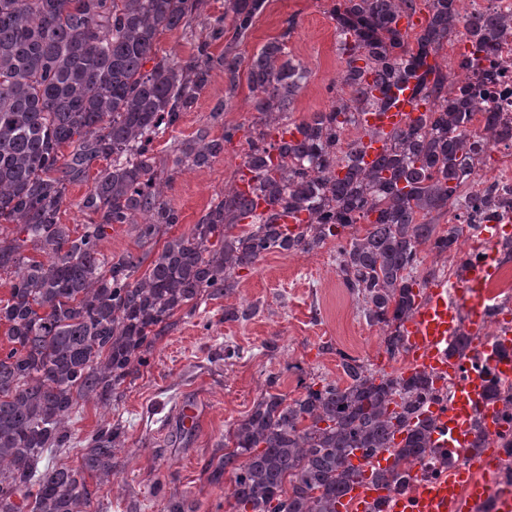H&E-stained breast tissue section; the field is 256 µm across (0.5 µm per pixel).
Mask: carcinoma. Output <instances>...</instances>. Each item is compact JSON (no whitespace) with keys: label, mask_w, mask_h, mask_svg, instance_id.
Instances as JSON below:
<instances>
[{"label":"carcinoma","mask_w":512,"mask_h":512,"mask_svg":"<svg viewBox=\"0 0 512 512\" xmlns=\"http://www.w3.org/2000/svg\"><path fill=\"white\" fill-rule=\"evenodd\" d=\"M430 15L419 33L397 18L417 0H343L333 6L339 53L346 57L330 108L290 118L308 70L291 57L288 20L280 36L253 54L247 69L252 109L242 170L189 232L166 239L149 270L131 253L99 250L107 228L134 224L152 242L179 214L164 188L224 154L239 126L179 141L172 161L154 142L174 131L224 68L228 93L240 81L238 47L265 0H229L220 16L206 0H0V271L12 276L0 298L8 352L0 355V512H90L86 476L106 480L121 446L119 427H103L76 465L39 468L47 451L70 440L67 422L79 401H107L149 362L156 337L185 306L233 290L239 271L272 251L308 253L338 239V276L382 331L394 358L418 293L435 271L420 270L421 252L455 255L472 213L486 221L512 206V190L488 184L471 201L463 185L479 174L494 144L512 137L495 113L470 128L481 96L431 59L465 30L468 50L458 68L512 37V16L466 14L461 0H422ZM201 20L188 59L158 54L161 34ZM232 36L224 53L212 47ZM151 68H146L147 63ZM413 81L428 105L387 137L384 154L365 166L362 141L374 132L362 115L385 103L395 82ZM292 128L288 144L274 133ZM354 129L357 137L345 141ZM102 167L89 178L92 165ZM91 182L78 207L82 231L60 222L69 187ZM295 215L290 227L280 217ZM450 215L438 228L439 217ZM245 228L234 232L238 225ZM364 232L340 240L341 230ZM343 380L312 382L290 398L263 390L224 435V454L210 464L215 483L230 476L232 512H337L363 476L362 464L394 491L435 447L429 404L448 400L431 374H375L342 355ZM475 447L496 445L512 459V438L487 439L473 423Z\"/></svg>","instance_id":"obj_1"}]
</instances>
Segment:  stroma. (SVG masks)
<instances>
[{
  "instance_id": "35a3bbf8",
  "label": "stroma",
  "mask_w": 512,
  "mask_h": 512,
  "mask_svg": "<svg viewBox=\"0 0 512 512\" xmlns=\"http://www.w3.org/2000/svg\"><path fill=\"white\" fill-rule=\"evenodd\" d=\"M335 0H266L240 51L251 56L270 39L290 31L288 48L308 69V80L291 114L300 120L327 110L329 85L346 64L336 46L330 11ZM255 118L248 86L224 98V73L214 70L207 89L176 130L154 143L167 157L172 142L197 131L241 132L225 144L210 166L175 174L165 195L181 214L172 234L188 232L210 202L240 168L248 149L244 131ZM335 242L310 253L272 252L243 272L234 291L198 306L195 314L177 313L156 338L147 368L128 379L109 402L83 404L73 416L71 442L46 453L50 463H76L81 448L99 427L118 424L122 445L110 481L89 478L92 512H166L169 496L186 495L199 512H228L229 482L211 483L207 465L221 455L224 432L253 406L261 389L298 396L302 383L336 381L340 356L364 361L375 373L406 369L407 354L390 357L379 328L365 321L361 307L337 275ZM254 304L248 320L228 322L224 310ZM236 350L225 358V348ZM197 409V423L183 429L182 408Z\"/></svg>"
}]
</instances>
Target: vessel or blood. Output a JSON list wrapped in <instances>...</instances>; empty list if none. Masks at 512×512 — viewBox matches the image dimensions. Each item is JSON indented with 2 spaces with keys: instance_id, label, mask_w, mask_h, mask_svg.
<instances>
[{
  "instance_id": "vessel-or-blood-1",
  "label": "vessel or blood",
  "mask_w": 512,
  "mask_h": 512,
  "mask_svg": "<svg viewBox=\"0 0 512 512\" xmlns=\"http://www.w3.org/2000/svg\"><path fill=\"white\" fill-rule=\"evenodd\" d=\"M424 110L412 96L411 86H394L386 107L366 113L364 121L374 135L365 139L362 152L364 165H372L381 155L385 134L405 128ZM497 274L495 257L471 265L459 278L437 279L427 284L423 298L417 299L410 318L403 327L404 344L410 356L409 367L430 372L441 379L456 376L458 385L448 408L436 412L435 440L444 448L476 458L472 423L481 419L486 432L497 429V407L485 400L486 381L471 364L479 362L486 370L512 381V355L503 356L500 347L491 340L482 341L474 350L472 360L451 355L461 324L472 331L482 330L487 318L485 286ZM465 471L419 488L412 498L391 503V512H472L488 493L484 482L471 483L468 493H460L458 483L465 480ZM385 489L375 482L371 473L354 484L339 506L340 512H369L382 497Z\"/></svg>"
}]
</instances>
